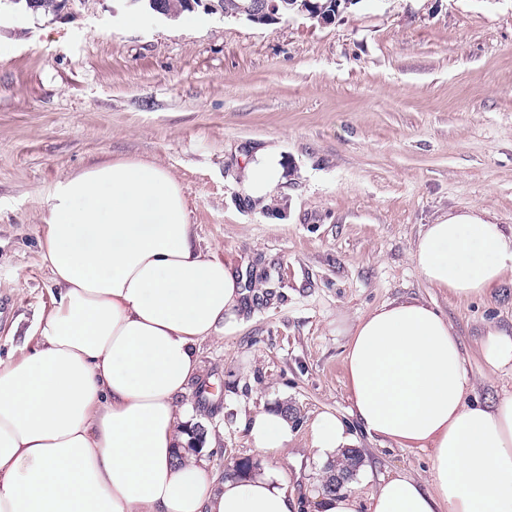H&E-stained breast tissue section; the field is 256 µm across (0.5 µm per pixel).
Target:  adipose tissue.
Wrapping results in <instances>:
<instances>
[{"label":"adipose tissue","mask_w":512,"mask_h":512,"mask_svg":"<svg viewBox=\"0 0 512 512\" xmlns=\"http://www.w3.org/2000/svg\"><path fill=\"white\" fill-rule=\"evenodd\" d=\"M284 173L279 149L259 147L238 189L268 202ZM43 249L59 300L37 323L42 347L0 363V512H298L278 472L217 477L186 448L180 400L197 348L228 332L244 292L230 264L199 248L177 178L141 160L58 178ZM412 258L459 299L512 283V235L474 216L427 225ZM345 372L351 415L382 442L430 451V478L397 473L365 499L319 493L315 512H512V391L490 406L476 398L440 312L408 299L358 318ZM247 427L262 452L292 437L278 412ZM353 443L336 414L315 418L317 456Z\"/></svg>","instance_id":"adipose-tissue-1"}]
</instances>
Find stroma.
I'll return each mask as SVG.
<instances>
[{
	"label": "stroma",
	"mask_w": 512,
	"mask_h": 512,
	"mask_svg": "<svg viewBox=\"0 0 512 512\" xmlns=\"http://www.w3.org/2000/svg\"><path fill=\"white\" fill-rule=\"evenodd\" d=\"M281 149L269 205L237 182L255 148ZM116 159L169 169L198 245L231 260L247 294L224 338L198 347L184 398L215 441V472L241 459L279 471L312 507L326 460L311 425L349 416L344 357L357 319L420 299L457 332L481 402L512 391L487 367L488 328L512 330V284L460 300L430 286L412 251L426 225L471 215L512 233V0H357L328 24H268L200 5L68 0L57 14L0 0V360L38 347L58 290L41 241L62 175ZM287 411V450L252 448L244 419ZM347 491L430 477L428 451L352 425Z\"/></svg>",
	"instance_id": "1"
}]
</instances>
